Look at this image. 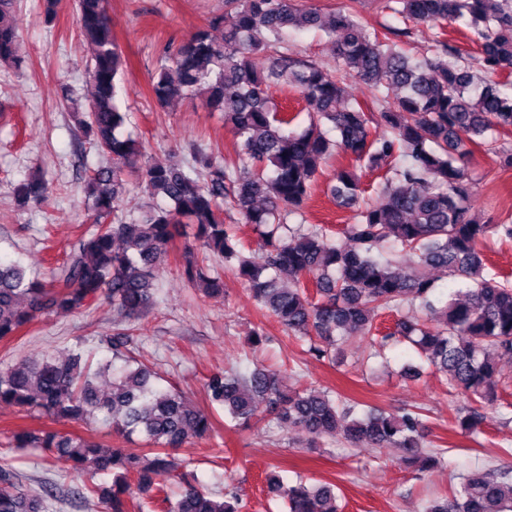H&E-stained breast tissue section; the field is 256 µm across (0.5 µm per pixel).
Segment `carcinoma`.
I'll use <instances>...</instances> for the list:
<instances>
[{
  "instance_id": "1",
  "label": "carcinoma",
  "mask_w": 512,
  "mask_h": 512,
  "mask_svg": "<svg viewBox=\"0 0 512 512\" xmlns=\"http://www.w3.org/2000/svg\"><path fill=\"white\" fill-rule=\"evenodd\" d=\"M392 11L405 21L444 24L464 20L479 47L476 64L462 50L438 39L431 54L415 58L392 36L409 29H364L357 19L359 0L350 9L321 13L304 0H225L227 13L211 17L187 39L168 43L149 82L150 98L165 107L197 101L208 112L224 113L235 138L233 152L206 154L190 145L199 167L146 160L136 166V140L125 130L129 114L120 103V77L127 67L112 37L106 0H76V23L93 46L88 69L91 99L83 106V135L112 164L91 168L86 176L87 207L96 228L82 234L65 252L49 282L28 272L18 260L0 259V341L18 335L38 313L77 312L106 299L127 318L138 317L153 301L155 280L167 261L168 247L180 226H196L199 248L224 259L244 280L253 297L284 330L310 341L317 357L350 334L381 345L409 343L439 373L449 388L468 397L454 427L474 436L484 410L499 401L498 360L512 355V285L487 270L480 245L497 236L512 239V224L481 220L473 204V183L466 161L486 146L487 133L512 134V94L487 74L512 73V0H393ZM318 29L332 40L341 65L331 75L313 60L284 45L290 30ZM22 21L16 0H0V64L24 70L20 52ZM273 59L265 74L253 58ZM377 92L396 89L391 101L378 98L374 110L346 96L351 78ZM299 93L310 107L309 123L294 128L299 114L277 105L271 86ZM381 127L377 137L372 129ZM349 158L333 175L332 193L344 204H357L360 178L355 170L376 171L385 158L400 165L386 179L379 199L359 212L355 224L334 241L316 226L285 236V215L300 212L310 200L321 167L334 154ZM144 189L156 203L127 222L129 186ZM51 183L32 174L15 188L19 208H36ZM236 210L246 224L263 229L264 244L253 258L224 209ZM460 280L443 305L432 297L436 279ZM291 279L278 285L279 275ZM182 276L212 298L224 297V277L198 254L182 257ZM419 303L427 320L400 318L390 327L380 319ZM128 335L107 339L109 360L92 362L81 350L50 355L40 363L22 362L0 369V403H12L54 421L87 423L101 419L123 440L140 437L149 457L133 448L110 451L96 441L57 429L22 430L13 447L38 448L66 457L75 469L92 460L95 470L112 475L105 491L108 512L143 508L136 497L162 505L163 512H243L230 489L216 494L181 474L173 497L167 478L173 469L165 450L214 430L209 412L190 406L185 393L165 387L152 367L135 352L123 351ZM112 375V391L103 393L98 378ZM210 404L238 429L265 414L281 428L293 429L315 443L344 439L358 448H399L405 459L430 469L441 452L423 443L422 413L400 415L370 409L353 416L338 394L311 389L287 392L277 373H213L206 380ZM271 492L285 512H341L336 485L276 480ZM47 496L26 486L18 471L0 464V512H48ZM422 512H512V478L507 472L471 470L443 501H430Z\"/></svg>"
}]
</instances>
